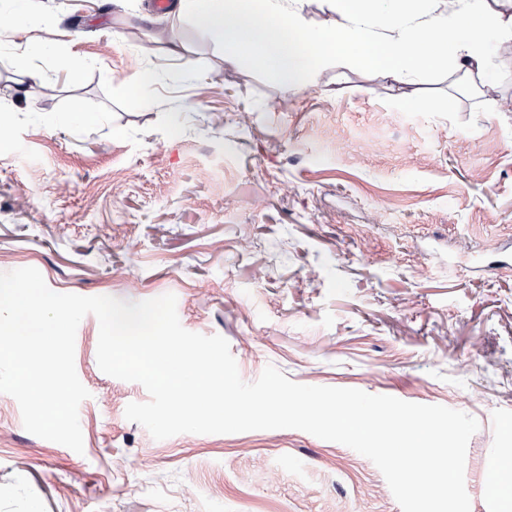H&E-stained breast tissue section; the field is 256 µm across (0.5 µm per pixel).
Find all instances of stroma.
Here are the masks:
<instances>
[{"label": "stroma", "mask_w": 512, "mask_h": 512, "mask_svg": "<svg viewBox=\"0 0 512 512\" xmlns=\"http://www.w3.org/2000/svg\"><path fill=\"white\" fill-rule=\"evenodd\" d=\"M32 33L47 51L18 52ZM73 54L75 76L59 67ZM414 89L438 111L363 73L291 88L253 58L227 65L154 0H26L0 15V272L174 294L181 325L225 337L248 383L272 365L465 412L480 423L470 512H512L482 482L512 450V61L493 97L444 71ZM77 105L89 121L70 120ZM98 335L86 315L83 453L28 433L0 393V512H401L369 459L300 430L153 439L125 417L148 392L99 369Z\"/></svg>", "instance_id": "obj_1"}]
</instances>
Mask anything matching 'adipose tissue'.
I'll return each mask as SVG.
<instances>
[{"label":"adipose tissue","instance_id":"1","mask_svg":"<svg viewBox=\"0 0 512 512\" xmlns=\"http://www.w3.org/2000/svg\"><path fill=\"white\" fill-rule=\"evenodd\" d=\"M224 49L226 64L252 51L288 84H320L326 71L354 70L385 80L405 101L420 74L452 68L463 83L495 91L502 56H512V11L490 0H337L336 17L313 27L286 0H178ZM332 53L306 55V45Z\"/></svg>","mask_w":512,"mask_h":512}]
</instances>
